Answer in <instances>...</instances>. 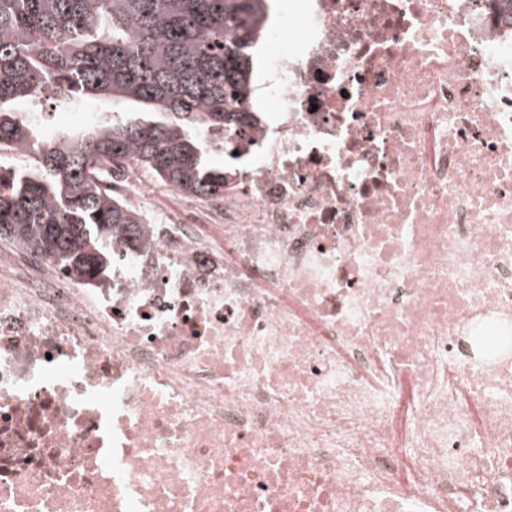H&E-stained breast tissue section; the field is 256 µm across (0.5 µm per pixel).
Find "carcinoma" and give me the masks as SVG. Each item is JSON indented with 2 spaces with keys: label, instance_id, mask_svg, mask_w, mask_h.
Listing matches in <instances>:
<instances>
[{
  "label": "carcinoma",
  "instance_id": "obj_1",
  "mask_svg": "<svg viewBox=\"0 0 512 512\" xmlns=\"http://www.w3.org/2000/svg\"><path fill=\"white\" fill-rule=\"evenodd\" d=\"M266 0H0V240L32 246L69 276L108 275L112 236L139 234V214L103 172L145 168L205 199L224 193L208 161L253 98ZM65 111L91 96L136 103L114 117L46 135L39 100ZM27 104L18 111L16 105Z\"/></svg>",
  "mask_w": 512,
  "mask_h": 512
}]
</instances>
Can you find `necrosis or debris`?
Wrapping results in <instances>:
<instances>
[{
    "instance_id": "1",
    "label": "necrosis or debris",
    "mask_w": 512,
    "mask_h": 512,
    "mask_svg": "<svg viewBox=\"0 0 512 512\" xmlns=\"http://www.w3.org/2000/svg\"><path fill=\"white\" fill-rule=\"evenodd\" d=\"M224 194L76 281L0 245V512H512V19L290 0Z\"/></svg>"
}]
</instances>
